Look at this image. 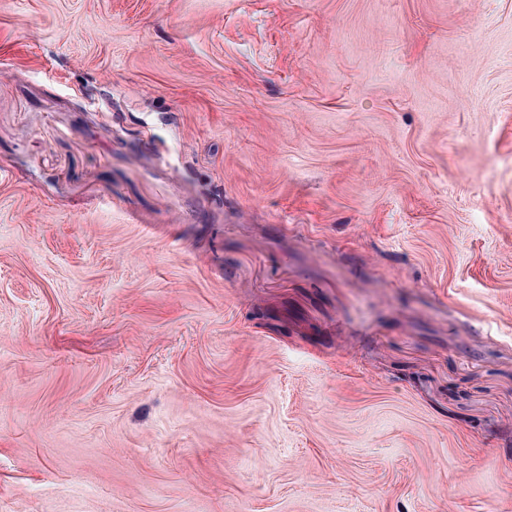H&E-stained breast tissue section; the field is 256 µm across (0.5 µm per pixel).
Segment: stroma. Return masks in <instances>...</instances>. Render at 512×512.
I'll use <instances>...</instances> for the list:
<instances>
[{
    "instance_id": "35a3bbf8",
    "label": "stroma",
    "mask_w": 512,
    "mask_h": 512,
    "mask_svg": "<svg viewBox=\"0 0 512 512\" xmlns=\"http://www.w3.org/2000/svg\"><path fill=\"white\" fill-rule=\"evenodd\" d=\"M0 512H512V0H0Z\"/></svg>"
}]
</instances>
